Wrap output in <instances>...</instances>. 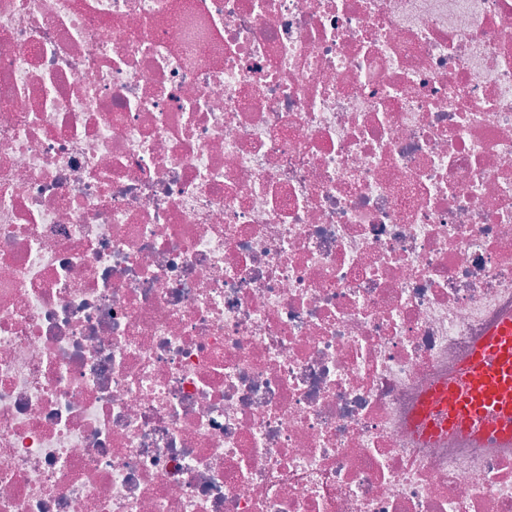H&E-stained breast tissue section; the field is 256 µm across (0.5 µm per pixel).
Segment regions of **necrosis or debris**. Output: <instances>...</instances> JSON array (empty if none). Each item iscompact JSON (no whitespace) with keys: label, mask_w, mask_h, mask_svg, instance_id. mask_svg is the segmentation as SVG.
<instances>
[{"label":"necrosis or debris","mask_w":512,"mask_h":512,"mask_svg":"<svg viewBox=\"0 0 512 512\" xmlns=\"http://www.w3.org/2000/svg\"><path fill=\"white\" fill-rule=\"evenodd\" d=\"M506 317L512 0H0V512H512ZM419 434H493L512 439V320L494 327L461 369L458 383L434 385L414 417Z\"/></svg>","instance_id":"4bbe7bcc"}]
</instances>
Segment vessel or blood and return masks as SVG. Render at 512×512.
<instances>
[{"instance_id": "vessel-or-blood-1", "label": "vessel or blood", "mask_w": 512, "mask_h": 512, "mask_svg": "<svg viewBox=\"0 0 512 512\" xmlns=\"http://www.w3.org/2000/svg\"><path fill=\"white\" fill-rule=\"evenodd\" d=\"M419 434L478 432L512 439V320L494 327L454 384L434 385L414 417Z\"/></svg>"}]
</instances>
